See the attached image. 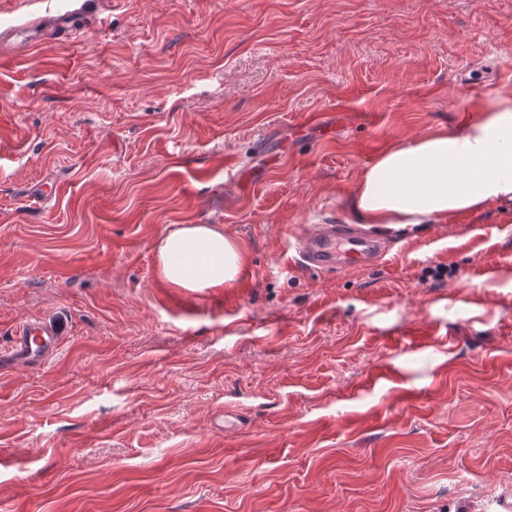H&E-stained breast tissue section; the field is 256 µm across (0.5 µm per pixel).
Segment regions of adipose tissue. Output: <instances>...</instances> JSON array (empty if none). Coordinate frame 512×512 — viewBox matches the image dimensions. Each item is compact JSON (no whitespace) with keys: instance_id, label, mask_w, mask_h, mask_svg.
<instances>
[{"instance_id":"obj_1","label":"adipose tissue","mask_w":512,"mask_h":512,"mask_svg":"<svg viewBox=\"0 0 512 512\" xmlns=\"http://www.w3.org/2000/svg\"><path fill=\"white\" fill-rule=\"evenodd\" d=\"M360 224H442L512 206V93L464 110L456 130L440 129L382 152L346 201ZM157 272L191 291L232 285L245 248L220 224H184L156 244Z\"/></svg>"}]
</instances>
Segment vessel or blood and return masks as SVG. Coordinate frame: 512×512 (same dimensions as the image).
Segmentation results:
<instances>
[{"label": "vessel or blood", "instance_id": "obj_1", "mask_svg": "<svg viewBox=\"0 0 512 512\" xmlns=\"http://www.w3.org/2000/svg\"><path fill=\"white\" fill-rule=\"evenodd\" d=\"M66 2L63 10L38 17L30 25L0 27V42H13L15 55L21 57L37 45L39 37L75 36L68 21L73 15L88 13L91 0ZM393 240L389 233L325 220L297 237L295 251L298 261L307 266L340 271L374 265L389 251ZM59 335L58 328L45 318L28 319L16 329L8 354L0 356V365L42 363L56 351Z\"/></svg>", "mask_w": 512, "mask_h": 512}]
</instances>
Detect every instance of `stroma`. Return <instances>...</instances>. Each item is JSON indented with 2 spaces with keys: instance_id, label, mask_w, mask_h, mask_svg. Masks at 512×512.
I'll return each instance as SVG.
<instances>
[{
  "instance_id": "1",
  "label": "stroma",
  "mask_w": 512,
  "mask_h": 512,
  "mask_svg": "<svg viewBox=\"0 0 512 512\" xmlns=\"http://www.w3.org/2000/svg\"><path fill=\"white\" fill-rule=\"evenodd\" d=\"M510 90L512 0H123L0 67V352L61 326L0 370V512H506L512 207L407 225L370 268L288 245ZM182 224L248 262L167 304ZM58 328L42 317H33L22 323L12 336L9 353L1 354L0 365L41 364L57 349Z\"/></svg>"
}]
</instances>
